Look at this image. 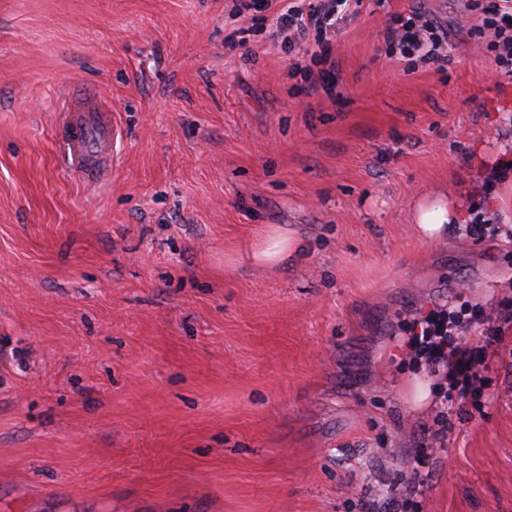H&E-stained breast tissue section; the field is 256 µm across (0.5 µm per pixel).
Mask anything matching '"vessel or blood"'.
I'll list each match as a JSON object with an SVG mask.
<instances>
[{
	"label": "vessel or blood",
	"mask_w": 512,
	"mask_h": 512,
	"mask_svg": "<svg viewBox=\"0 0 512 512\" xmlns=\"http://www.w3.org/2000/svg\"><path fill=\"white\" fill-rule=\"evenodd\" d=\"M61 122L66 129L62 144L70 171L85 179L100 175L102 159L115 154L118 141L111 111L75 101L65 106Z\"/></svg>",
	"instance_id": "b4317fda"
}]
</instances>
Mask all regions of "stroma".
Instances as JSON below:
<instances>
[{"label": "stroma", "mask_w": 512, "mask_h": 512, "mask_svg": "<svg viewBox=\"0 0 512 512\" xmlns=\"http://www.w3.org/2000/svg\"><path fill=\"white\" fill-rule=\"evenodd\" d=\"M472 2L362 0L313 88L237 0H0V512H512V74ZM413 11L444 65L385 41ZM86 97L121 129L90 184ZM442 196L483 234L420 243ZM270 224L302 259L247 264ZM444 305L502 330L446 410L403 346ZM66 135L62 145L66 150L69 171L85 179L103 174L101 160L116 157L119 131L112 112L99 105L71 102L61 113Z\"/></svg>", "instance_id": "35a3bbf8"}]
</instances>
